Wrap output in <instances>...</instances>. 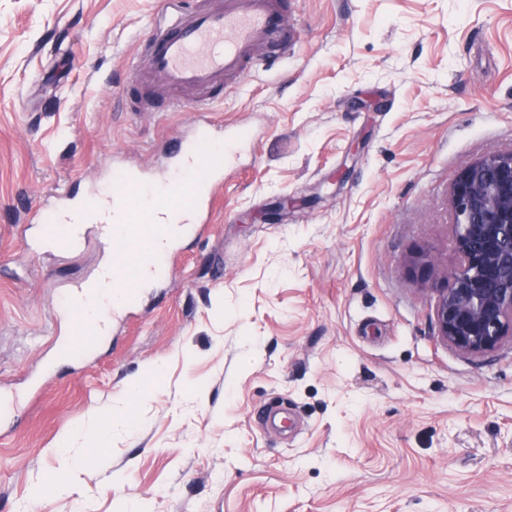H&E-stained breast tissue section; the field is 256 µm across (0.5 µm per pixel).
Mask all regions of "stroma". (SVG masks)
<instances>
[{
	"instance_id": "1",
	"label": "stroma",
	"mask_w": 512,
	"mask_h": 512,
	"mask_svg": "<svg viewBox=\"0 0 512 512\" xmlns=\"http://www.w3.org/2000/svg\"><path fill=\"white\" fill-rule=\"evenodd\" d=\"M164 7L0 0V391L27 395L0 420V512H512V343L441 342L405 263H453L457 175L512 151V0H298L295 54L214 106L255 137L205 232L80 364L54 294L107 253L31 241L52 195L154 172L186 136L193 106L127 95ZM272 399L298 433L258 424ZM96 417L73 488L41 486Z\"/></svg>"
}]
</instances>
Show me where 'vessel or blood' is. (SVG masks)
<instances>
[{
    "label": "vessel or blood",
    "mask_w": 512,
    "mask_h": 512,
    "mask_svg": "<svg viewBox=\"0 0 512 512\" xmlns=\"http://www.w3.org/2000/svg\"><path fill=\"white\" fill-rule=\"evenodd\" d=\"M294 27L289 0H210L195 7L168 0L140 54L128 62L133 82L143 88L134 104L140 110L172 112L180 106V92L196 91L207 97L200 105L206 113L209 97L226 84L243 83L257 70L287 59L294 51ZM213 126L206 117L198 120L180 141L175 165L150 175L130 170L107 191L95 193L97 206L116 216L98 227L112 263L62 300L61 318L81 328L71 354L85 358L95 352L112 324L134 311L144 290L165 277L179 245L171 226L186 234L199 232L204 200L233 159L232 152L209 149ZM41 233L59 255L86 242L85 230L71 223L61 207L46 212ZM104 283L116 291L117 303L92 305Z\"/></svg>",
    "instance_id": "vessel-or-blood-1"
}]
</instances>
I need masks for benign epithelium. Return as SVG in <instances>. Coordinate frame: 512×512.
<instances>
[{
	"instance_id": "1",
	"label": "benign epithelium",
	"mask_w": 512,
	"mask_h": 512,
	"mask_svg": "<svg viewBox=\"0 0 512 512\" xmlns=\"http://www.w3.org/2000/svg\"><path fill=\"white\" fill-rule=\"evenodd\" d=\"M456 264L429 249L406 258L420 289L434 295L437 336L481 356L512 340V151L465 167L451 190Z\"/></svg>"
}]
</instances>
